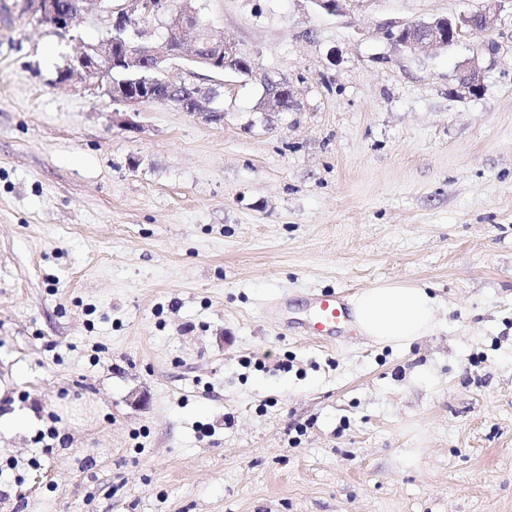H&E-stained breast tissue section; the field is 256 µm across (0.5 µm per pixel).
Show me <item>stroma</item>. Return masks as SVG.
Segmentation results:
<instances>
[{"mask_svg":"<svg viewBox=\"0 0 512 512\" xmlns=\"http://www.w3.org/2000/svg\"><path fill=\"white\" fill-rule=\"evenodd\" d=\"M481 4L200 0L294 96L208 75L215 123L69 73L103 14L0 0V512H512V7L444 50L382 33ZM382 284L435 288V329H288ZM484 73L478 55L464 60L457 70L459 90L471 96L478 95L484 87Z\"/></svg>","mask_w":512,"mask_h":512,"instance_id":"1","label":"stroma"}]
</instances>
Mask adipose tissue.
I'll list each match as a JSON object with an SVG mask.
<instances>
[{
    "instance_id": "adipose-tissue-1",
    "label": "adipose tissue",
    "mask_w": 512,
    "mask_h": 512,
    "mask_svg": "<svg viewBox=\"0 0 512 512\" xmlns=\"http://www.w3.org/2000/svg\"><path fill=\"white\" fill-rule=\"evenodd\" d=\"M438 306V297L428 287L385 284L359 293L353 310L364 335L403 345L434 328Z\"/></svg>"
}]
</instances>
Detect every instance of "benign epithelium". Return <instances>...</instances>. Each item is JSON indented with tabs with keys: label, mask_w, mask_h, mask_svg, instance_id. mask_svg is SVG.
Here are the masks:
<instances>
[{
	"label": "benign epithelium",
	"mask_w": 512,
	"mask_h": 512,
	"mask_svg": "<svg viewBox=\"0 0 512 512\" xmlns=\"http://www.w3.org/2000/svg\"><path fill=\"white\" fill-rule=\"evenodd\" d=\"M507 0H484L476 12L463 14L452 22L446 18H433L403 24L396 28L387 26L384 35L393 43L416 52L424 48L446 49L459 42L466 34L480 35L493 31L500 20V13ZM142 20L134 36L127 35L130 10L112 0H30L29 6L40 18L56 28L65 30L80 13L105 8L112 18L109 35L96 45L83 47L73 59L71 69L84 73L85 78L106 83V92L116 104L143 106L161 102L162 94L178 97V106L190 115H200L214 122L224 121L226 112L216 105L212 90L191 82L174 83L164 77V65L170 59L182 58L194 67L210 73H234L258 81L263 87L264 110L285 112L291 101L283 99L281 91L288 86L285 79L275 80L252 66L241 64L242 53L232 42L201 36V22L192 0H182L178 8L168 14L160 11L153 0H135ZM167 17L166 33L154 36L153 22ZM147 71L149 78L139 81V91L133 92L127 82L110 78L114 66ZM485 69L481 60L473 56L464 60L457 70L459 90L478 95L484 87Z\"/></svg>",
	"instance_id": "1"
}]
</instances>
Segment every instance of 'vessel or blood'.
I'll use <instances>...</instances> for the list:
<instances>
[{
	"label": "vessel or blood",
	"instance_id": "obj_1",
	"mask_svg": "<svg viewBox=\"0 0 512 512\" xmlns=\"http://www.w3.org/2000/svg\"><path fill=\"white\" fill-rule=\"evenodd\" d=\"M307 309L306 319L293 324L294 329L300 334L332 342L357 329L353 309L343 292L312 293L307 299Z\"/></svg>",
	"mask_w": 512,
	"mask_h": 512
}]
</instances>
